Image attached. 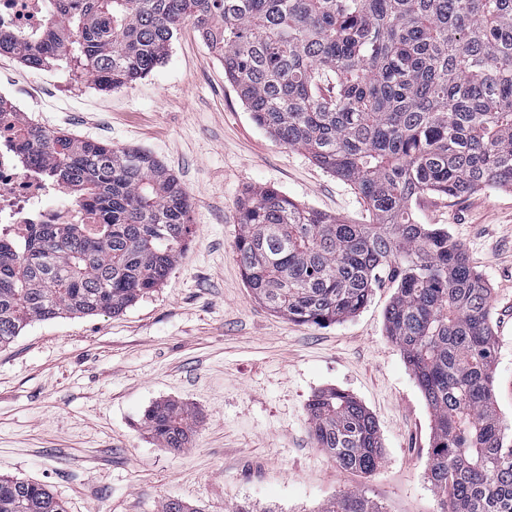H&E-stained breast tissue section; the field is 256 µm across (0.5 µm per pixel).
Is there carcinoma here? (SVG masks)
Here are the masks:
<instances>
[{
	"label": "carcinoma",
	"instance_id": "obj_1",
	"mask_svg": "<svg viewBox=\"0 0 512 512\" xmlns=\"http://www.w3.org/2000/svg\"><path fill=\"white\" fill-rule=\"evenodd\" d=\"M46 33H0L30 68L72 60L118 89L166 59L190 24L224 63L254 121L352 185L369 220L298 205L274 188L237 205L245 283L270 311L326 325L393 290L387 336L432 416L428 481L443 512H512V438L493 395L489 288L448 230L413 202L512 190V0H51ZM23 160L97 209L102 223L30 224L0 239V345L33 321L119 314L164 283L191 234L188 191L157 157L23 121ZM311 435L343 470L369 475L384 450L374 416L336 388L307 404ZM179 451L192 415L147 413ZM0 512H67L44 485L0 475ZM315 512H383L358 492Z\"/></svg>",
	"mask_w": 512,
	"mask_h": 512
}]
</instances>
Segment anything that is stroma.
I'll return each instance as SVG.
<instances>
[{"label":"stroma","instance_id":"1","mask_svg":"<svg viewBox=\"0 0 512 512\" xmlns=\"http://www.w3.org/2000/svg\"><path fill=\"white\" fill-rule=\"evenodd\" d=\"M0 93L49 129L152 153L193 203L187 251L163 285L121 314L35 321L0 347V473L45 485L67 512H160L170 499L197 512L245 501L315 512L352 491L384 512H440L426 478L430 411L385 331L390 289L353 317L313 325L270 312L246 287L235 243L248 188L352 222L367 213L352 186L253 121L197 31L182 28L163 64L116 90L63 61L32 69L0 56ZM414 209L419 223L446 228L490 285L493 392L512 426V191L424 197ZM326 388L376 417L375 473L342 470L317 447L307 403ZM165 401L193 415L178 452L143 424Z\"/></svg>","mask_w":512,"mask_h":512}]
</instances>
